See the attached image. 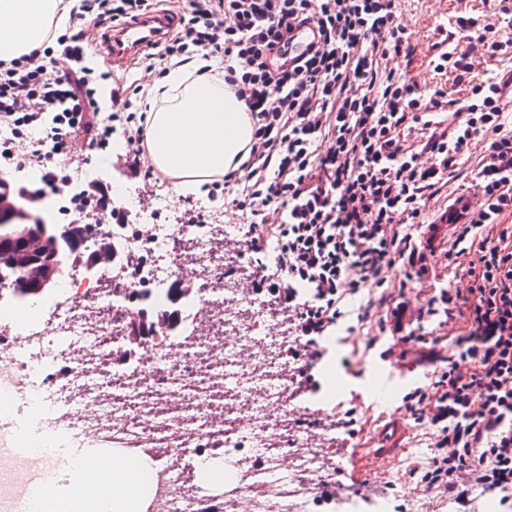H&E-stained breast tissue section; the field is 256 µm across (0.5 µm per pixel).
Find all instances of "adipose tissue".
Here are the masks:
<instances>
[{
    "label": "adipose tissue",
    "mask_w": 512,
    "mask_h": 512,
    "mask_svg": "<svg viewBox=\"0 0 512 512\" xmlns=\"http://www.w3.org/2000/svg\"><path fill=\"white\" fill-rule=\"evenodd\" d=\"M62 0H0V58L40 47L53 20L64 19ZM150 162L182 193L213 181L247 160L253 134L246 107L221 77L195 67H169L147 91Z\"/></svg>",
    "instance_id": "1"
}]
</instances>
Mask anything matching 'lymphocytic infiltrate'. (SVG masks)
<instances>
[{"instance_id":"f902f5d3","label":"lymphocytic infiltrate","mask_w":512,"mask_h":512,"mask_svg":"<svg viewBox=\"0 0 512 512\" xmlns=\"http://www.w3.org/2000/svg\"><path fill=\"white\" fill-rule=\"evenodd\" d=\"M148 0H78L72 12L108 33L143 15ZM396 0H188L181 37L147 70L195 52L224 60V81L253 122L249 159L225 174L222 194L251 216L250 246L276 241L279 273L268 291L291 314L303 342V387L315 383L319 340L345 313L343 300L379 288L402 265L404 282L420 277L425 255L405 224L422 223L430 200L447 184L473 143L484 145L474 172L478 207L449 206L448 260L469 255L463 291L440 289L417 324L395 322L401 343H423L425 323L447 328L466 312L465 332L405 403L416 423L436 432L437 452L422 477L427 490L462 504L458 483L470 472L512 512V74L476 79L477 59L512 57V0H487L482 14L457 16L435 43L434 72L466 86L449 99L441 86L420 87L399 62L415 47ZM314 24L319 41L299 64L280 56L296 25ZM111 71L94 64L82 34L0 59V162L24 190L31 172L76 212L122 222L105 183L72 189L55 158L77 140L107 148L113 124L125 121L132 157L146 148L145 127L131 102H120ZM41 128L48 150L29 144ZM468 371H461V364Z\"/></svg>"}]
</instances>
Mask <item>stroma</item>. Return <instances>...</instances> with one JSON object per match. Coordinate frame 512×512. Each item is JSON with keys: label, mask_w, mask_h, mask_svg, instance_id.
Returning a JSON list of instances; mask_svg holds the SVG:
<instances>
[{"label": "stroma", "mask_w": 512, "mask_h": 512, "mask_svg": "<svg viewBox=\"0 0 512 512\" xmlns=\"http://www.w3.org/2000/svg\"><path fill=\"white\" fill-rule=\"evenodd\" d=\"M478 14L482 0H403L400 10L416 46V55L406 70L408 78L423 87L441 82L442 77L428 65L432 45L440 38L441 28L452 22L460 9ZM107 153L112 167L103 182H115L130 196L150 202L158 224L187 223L188 219L220 218L225 233L249 242V223L245 215L223 198L209 199L207 193L193 189L187 195H175L168 179L146 182L132 172L126 162V141L114 134ZM467 258L448 263L442 250L427 253L428 272L400 288V267L388 271L381 288L360 292L349 300L352 316L341 320L320 341L324 351L313 370L317 386L308 395L318 400L323 412L310 426H335L338 416L357 408V434L348 436L337 428L336 445L327 456V473L339 492L329 503L315 502L312 512H450L447 496L427 491L421 482L433 456L434 438L417 425L404 407L405 396L414 388L428 384L430 345L407 344L404 356L381 361L380 350L392 344L391 333L380 332L378 323L407 302L406 318L418 314L439 288H465ZM372 310L365 320H357L354 311L363 305Z\"/></svg>", "instance_id": "obj_1"}]
</instances>
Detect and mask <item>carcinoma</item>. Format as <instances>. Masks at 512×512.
Masks as SVG:
<instances>
[{"mask_svg":"<svg viewBox=\"0 0 512 512\" xmlns=\"http://www.w3.org/2000/svg\"><path fill=\"white\" fill-rule=\"evenodd\" d=\"M60 225L43 222L31 211L21 213L10 223L0 222V251L3 262L0 263V282L9 287L0 292V301L29 300L36 296L29 288L13 284L14 272L27 266L33 260L41 258L53 265L45 288H51L63 269L74 264L98 263L101 250L90 251L87 246L71 252V248L85 240L87 227L83 224L66 225V234H59ZM192 285L186 284L177 291H171L170 305L157 309L148 303L142 304L140 312L129 323L124 343L135 347L149 337H161L163 331L175 333L180 330L183 322L181 299L186 297Z\"/></svg>","mask_w":512,"mask_h":512,"instance_id":"cac0c4a2","label":"carcinoma"}]
</instances>
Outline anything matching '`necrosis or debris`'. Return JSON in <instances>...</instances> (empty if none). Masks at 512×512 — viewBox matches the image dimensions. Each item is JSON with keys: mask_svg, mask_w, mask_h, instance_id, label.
I'll use <instances>...</instances> for the list:
<instances>
[{"mask_svg": "<svg viewBox=\"0 0 512 512\" xmlns=\"http://www.w3.org/2000/svg\"><path fill=\"white\" fill-rule=\"evenodd\" d=\"M115 241L148 255L143 273L71 272L66 304L47 319L37 304H0V415L10 420L0 481L53 470L40 435L73 430L122 449L147 512H310L325 451L298 437L297 339L239 276L243 246L217 245L209 224H157L146 236L124 227ZM188 267L197 289L185 334L147 338L127 356L122 332L139 297L164 307ZM285 454L294 465L281 477Z\"/></svg>", "mask_w": 512, "mask_h": 512, "instance_id": "1", "label": "necrosis or debris"}]
</instances>
